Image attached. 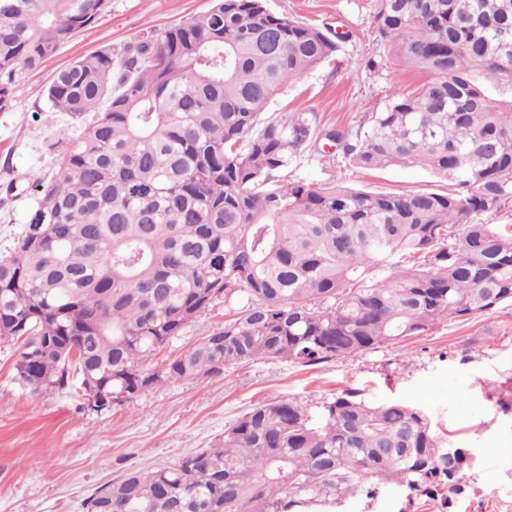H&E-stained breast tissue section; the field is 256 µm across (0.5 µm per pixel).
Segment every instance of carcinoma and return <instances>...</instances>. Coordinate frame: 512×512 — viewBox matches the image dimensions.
<instances>
[{
	"label": "carcinoma",
	"mask_w": 512,
	"mask_h": 512,
	"mask_svg": "<svg viewBox=\"0 0 512 512\" xmlns=\"http://www.w3.org/2000/svg\"><path fill=\"white\" fill-rule=\"evenodd\" d=\"M110 2L0 0V112ZM373 23L428 79L354 128L267 112L340 49L267 0H215L54 74L49 110L91 120L0 255V340L18 345L21 386L77 376L120 404L258 357L320 364L512 303V229L482 220L512 209V104L472 76L512 83V0H375ZM326 134L356 168L419 167L455 190L280 184ZM221 302L223 325L155 361ZM473 460L419 408L346 389L316 412L258 404L211 447L131 470L90 507L296 512L392 484L448 505Z\"/></svg>",
	"instance_id": "obj_1"
}]
</instances>
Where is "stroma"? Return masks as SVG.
Masks as SVG:
<instances>
[{
  "label": "stroma",
  "instance_id": "stroma-1",
  "mask_svg": "<svg viewBox=\"0 0 512 512\" xmlns=\"http://www.w3.org/2000/svg\"><path fill=\"white\" fill-rule=\"evenodd\" d=\"M274 13L346 34L333 59L286 89L270 110L317 113L321 124H356L387 97L411 90L425 75L390 61L380 71L359 60L380 57L373 0H267ZM212 0H111L109 11L57 54L21 79L13 108L0 112V184L18 175L17 194L0 200V253L22 233L42 199L36 180L50 181L59 130L77 135L83 120L48 110L45 89L55 71L106 46L134 41L207 12ZM283 182L361 186L378 192L447 191L414 167L354 168L335 148L317 142L282 172ZM15 345H0V512H89L104 485L131 469L171 466L209 447L262 402L295 400L316 409L342 390L372 402L402 400L430 413L436 431L474 449L464 493L450 506L393 485L374 499L350 498L337 512H512V304L454 318L427 335L305 367L257 359L155 386L102 410L82 407L72 389L32 392L14 380Z\"/></svg>",
  "mask_w": 512,
  "mask_h": 512
}]
</instances>
